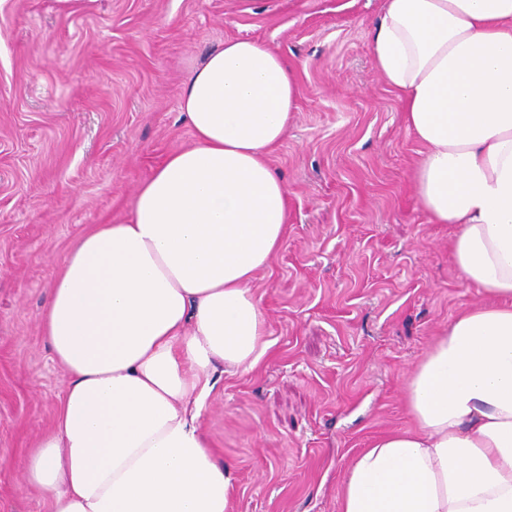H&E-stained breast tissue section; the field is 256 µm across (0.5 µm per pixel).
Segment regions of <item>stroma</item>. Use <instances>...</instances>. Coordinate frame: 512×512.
Returning a JSON list of instances; mask_svg holds the SVG:
<instances>
[{
  "label": "stroma",
  "mask_w": 512,
  "mask_h": 512,
  "mask_svg": "<svg viewBox=\"0 0 512 512\" xmlns=\"http://www.w3.org/2000/svg\"><path fill=\"white\" fill-rule=\"evenodd\" d=\"M383 0H0V512H49L21 479L64 377L37 327L55 269L91 225L189 146L192 68L229 38L296 73L270 162L288 231L254 284L272 347L222 375L202 414L232 468L233 512H339L355 455L412 422L403 386L433 337L480 302L427 223L422 149L370 52Z\"/></svg>",
  "instance_id": "obj_1"
}]
</instances>
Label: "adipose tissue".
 I'll return each mask as SVG.
<instances>
[{
    "label": "adipose tissue",
    "instance_id": "ef3b65f1",
    "mask_svg": "<svg viewBox=\"0 0 512 512\" xmlns=\"http://www.w3.org/2000/svg\"><path fill=\"white\" fill-rule=\"evenodd\" d=\"M371 53L425 148L427 221L455 225L454 267L482 301L417 363L412 428L360 450L340 512H512V0H384ZM297 98L282 55L225 40L182 90L192 144L63 258L38 328L65 390L22 471L50 512H229L231 468L200 420L217 369L271 348L252 284L288 227L268 156Z\"/></svg>",
    "mask_w": 512,
    "mask_h": 512
}]
</instances>
